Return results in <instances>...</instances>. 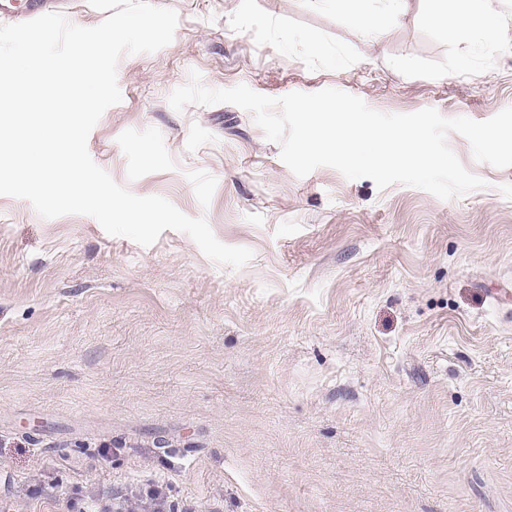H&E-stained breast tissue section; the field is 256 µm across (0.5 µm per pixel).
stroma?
I'll use <instances>...</instances> for the list:
<instances>
[{
	"instance_id": "1",
	"label": "stroma",
	"mask_w": 512,
	"mask_h": 512,
	"mask_svg": "<svg viewBox=\"0 0 512 512\" xmlns=\"http://www.w3.org/2000/svg\"><path fill=\"white\" fill-rule=\"evenodd\" d=\"M151 2L174 40L121 58L88 151L253 258L0 196V512H146L155 486L165 512H512V167L452 133L485 182L461 198L299 178L244 110L168 103L195 69L484 121L512 106V0L495 44L430 0L374 37L310 0Z\"/></svg>"
}]
</instances>
